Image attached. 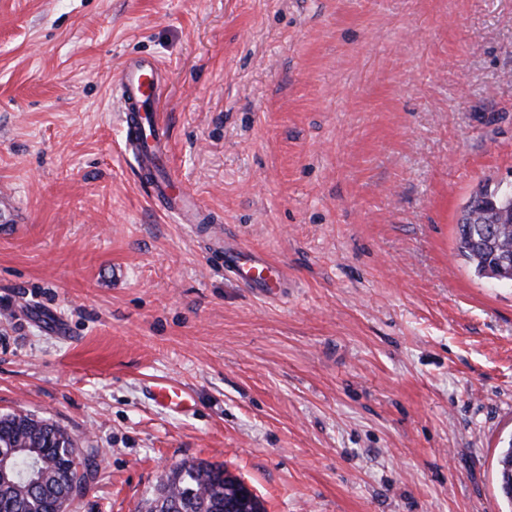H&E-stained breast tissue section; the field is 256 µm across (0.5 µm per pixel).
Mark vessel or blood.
<instances>
[{
    "label": "vessel or blood",
    "instance_id": "b4317fda",
    "mask_svg": "<svg viewBox=\"0 0 512 512\" xmlns=\"http://www.w3.org/2000/svg\"><path fill=\"white\" fill-rule=\"evenodd\" d=\"M161 66L148 57L125 60L118 72L116 101L125 128L124 149L133 156L139 178L153 203L162 211L175 214L184 224L204 221L205 213L188 189H176L171 172V146L165 124L158 114L164 90ZM212 253L223 257L224 268L243 285L262 289L276 296L287 286L280 265L241 245H228L217 234L208 243ZM152 399L161 408L181 415L193 412L194 405L180 386L165 381L154 383Z\"/></svg>",
    "mask_w": 512,
    "mask_h": 512
}]
</instances>
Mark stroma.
Instances as JSON below:
<instances>
[{"instance_id":"35a3bbf8","label":"stroma","mask_w":512,"mask_h":512,"mask_svg":"<svg viewBox=\"0 0 512 512\" xmlns=\"http://www.w3.org/2000/svg\"><path fill=\"white\" fill-rule=\"evenodd\" d=\"M136 55L205 223L122 150ZM510 183L512 0H0V414L96 455L69 512H137L188 460L266 512H512V286L456 253ZM217 232L284 295L226 273ZM209 250L223 257L224 269L230 271L243 285L261 288L265 293L277 296L287 288V278L280 265L241 245L229 246L223 234L210 238ZM151 391L153 401L161 408L181 415L194 412L195 404L177 384L165 381L156 382Z\"/></svg>"}]
</instances>
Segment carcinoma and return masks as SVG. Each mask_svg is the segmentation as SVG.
<instances>
[{
    "label": "carcinoma",
    "mask_w": 512,
    "mask_h": 512,
    "mask_svg": "<svg viewBox=\"0 0 512 512\" xmlns=\"http://www.w3.org/2000/svg\"><path fill=\"white\" fill-rule=\"evenodd\" d=\"M482 204H467L458 219V255L481 278L512 282V185L479 189ZM0 455L10 457L15 477L0 485V512H67L78 499L81 458L76 440L61 426L27 413L0 415ZM243 481L204 460L170 469L142 512H226Z\"/></svg>",
    "instance_id": "carcinoma-1"
}]
</instances>
